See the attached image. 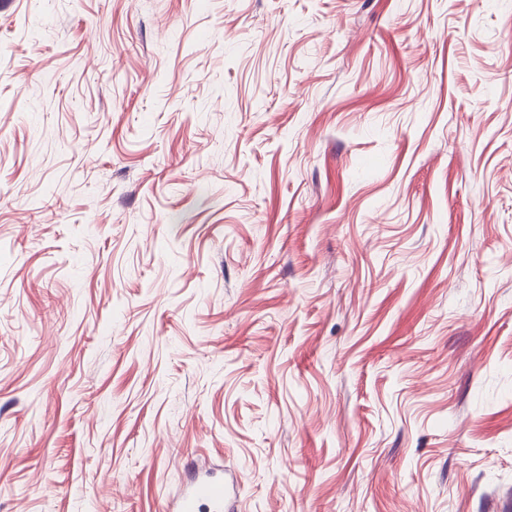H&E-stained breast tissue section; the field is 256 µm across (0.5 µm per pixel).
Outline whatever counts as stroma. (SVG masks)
I'll list each match as a JSON object with an SVG mask.
<instances>
[{
    "label": "stroma",
    "instance_id": "obj_1",
    "mask_svg": "<svg viewBox=\"0 0 512 512\" xmlns=\"http://www.w3.org/2000/svg\"><path fill=\"white\" fill-rule=\"evenodd\" d=\"M504 512L512 0H0V512ZM231 493L224 476L211 470L198 471L177 499L174 512H196L199 504H209L213 512H234Z\"/></svg>",
    "mask_w": 512,
    "mask_h": 512
}]
</instances>
